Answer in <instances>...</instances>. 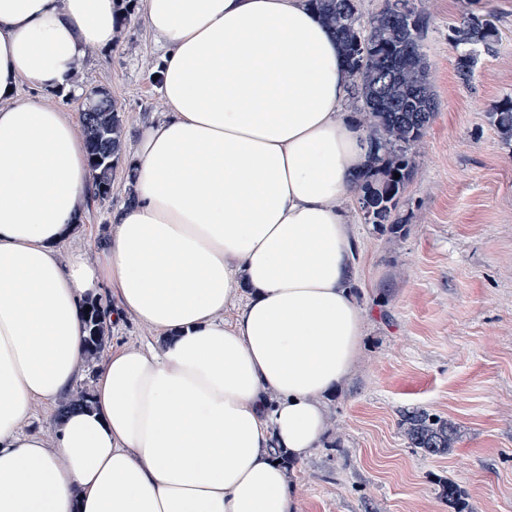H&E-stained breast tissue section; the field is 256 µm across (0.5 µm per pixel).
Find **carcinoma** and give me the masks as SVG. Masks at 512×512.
<instances>
[{
    "instance_id": "1",
    "label": "carcinoma",
    "mask_w": 512,
    "mask_h": 512,
    "mask_svg": "<svg viewBox=\"0 0 512 512\" xmlns=\"http://www.w3.org/2000/svg\"><path fill=\"white\" fill-rule=\"evenodd\" d=\"M322 24L337 38L349 76L354 107L369 134V160L356 175L357 203L365 223L379 229L395 225L399 200L409 182L412 147L425 134L437 111L436 94L423 48L425 17L409 0H389L364 16L360 0H308ZM502 40L491 15L469 16L452 29L457 50L456 75L467 86L475 75V47L494 52ZM84 145L92 175V194L112 193V172L125 148L126 134L111 95L103 88L92 93L81 112ZM494 126L512 140V96L492 113ZM400 177H395V174ZM84 312L86 359L98 360L108 345L105 309L90 301ZM92 386L77 387L58 401L57 420L91 407ZM400 427L412 448L445 454L456 433L448 420L424 409L401 416Z\"/></svg>"
}]
</instances>
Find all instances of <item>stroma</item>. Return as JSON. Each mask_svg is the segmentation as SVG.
Wrapping results in <instances>:
<instances>
[{
	"mask_svg": "<svg viewBox=\"0 0 512 512\" xmlns=\"http://www.w3.org/2000/svg\"><path fill=\"white\" fill-rule=\"evenodd\" d=\"M114 47L80 67L82 94L47 99L81 112L102 87L127 133L161 119L153 74L161 50L142 0H123ZM437 112L414 148V169L395 229L356 220L353 276L365 336L345 385L327 400L326 440L294 465L298 512H512V141L491 114L512 95V0H414ZM495 14L503 43L481 55L470 86L455 72L452 27ZM126 164L112 192L85 201L82 229L64 246L95 258L125 202ZM425 409L456 429L449 453L410 447L398 422ZM456 489L454 498L443 485Z\"/></svg>",
	"mask_w": 512,
	"mask_h": 512,
	"instance_id": "stroma-1",
	"label": "stroma"
}]
</instances>
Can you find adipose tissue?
I'll list each match as a JSON object with an SVG mask.
<instances>
[{
  "label": "adipose tissue",
  "instance_id": "ef3b65f1",
  "mask_svg": "<svg viewBox=\"0 0 512 512\" xmlns=\"http://www.w3.org/2000/svg\"><path fill=\"white\" fill-rule=\"evenodd\" d=\"M143 19L166 116L139 126L135 201L90 260L60 252L90 186L78 119L42 94L79 92L123 5L0 0V512H298L272 450L319 447L366 320L345 63L306 0H143ZM112 284V321L167 341L112 350L46 441L33 408L75 386L82 309Z\"/></svg>",
  "mask_w": 512,
  "mask_h": 512
}]
</instances>
